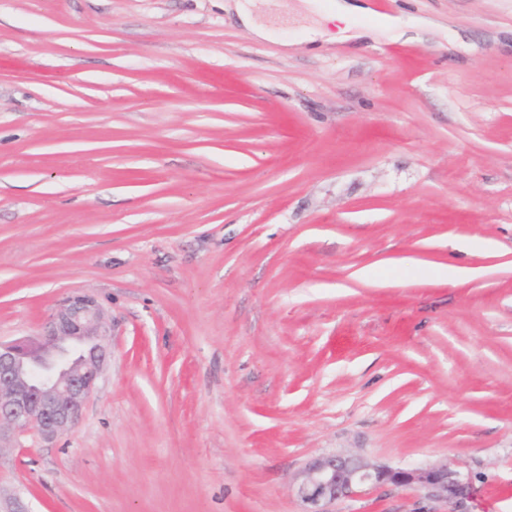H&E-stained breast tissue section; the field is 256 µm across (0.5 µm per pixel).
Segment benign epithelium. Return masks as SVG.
<instances>
[{"label": "benign epithelium", "instance_id": "7a95c632", "mask_svg": "<svg viewBox=\"0 0 512 512\" xmlns=\"http://www.w3.org/2000/svg\"><path fill=\"white\" fill-rule=\"evenodd\" d=\"M111 328L97 299L68 297L33 340L0 343V447L28 430L52 439L72 429L96 387L109 356ZM415 488L423 497L458 512L475 488L471 477L450 466L391 468L361 457L330 454L305 468L298 496L304 512H333L331 506L368 490Z\"/></svg>", "mask_w": 512, "mask_h": 512}]
</instances>
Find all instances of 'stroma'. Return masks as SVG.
<instances>
[{
	"label": "stroma",
	"mask_w": 512,
	"mask_h": 512,
	"mask_svg": "<svg viewBox=\"0 0 512 512\" xmlns=\"http://www.w3.org/2000/svg\"><path fill=\"white\" fill-rule=\"evenodd\" d=\"M305 43L303 0H0V342L89 294L80 422L0 451L30 512H304L346 452L512 512V0ZM473 269L447 280L441 266ZM448 512L412 488L335 512ZM431 23L423 18H410L405 19L402 17H384L380 32H389L397 40L409 41L414 39L415 36L410 35L417 31L427 30Z\"/></svg>",
	"instance_id": "obj_1"
}]
</instances>
